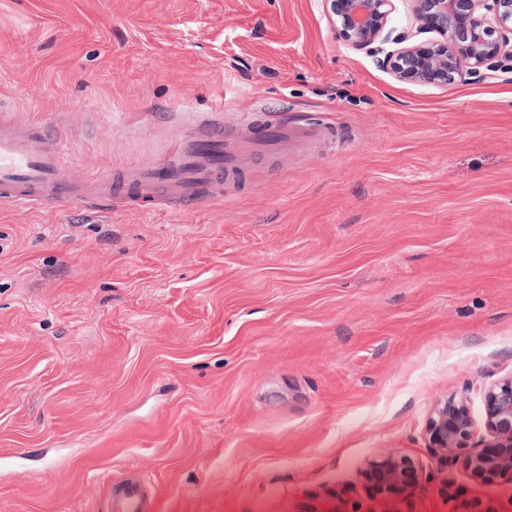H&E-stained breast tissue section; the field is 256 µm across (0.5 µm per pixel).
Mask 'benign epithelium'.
Returning <instances> with one entry per match:
<instances>
[{"mask_svg":"<svg viewBox=\"0 0 512 512\" xmlns=\"http://www.w3.org/2000/svg\"><path fill=\"white\" fill-rule=\"evenodd\" d=\"M336 35L355 49L377 41L393 43L377 64L404 82L446 86L484 71L512 70V0H412L416 33L434 32L437 40L408 43L411 34L388 28L393 0H328ZM486 426L493 440L468 453L471 475L491 482L512 475V378L483 390ZM427 432L431 447L444 460L467 447L471 421L463 402L453 397L434 407ZM372 497L400 512L398 506L422 479L409 457L388 454L369 461L363 471Z\"/></svg>","mask_w":512,"mask_h":512,"instance_id":"benign-epithelium-1","label":"benign epithelium"}]
</instances>
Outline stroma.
<instances>
[{"mask_svg":"<svg viewBox=\"0 0 512 512\" xmlns=\"http://www.w3.org/2000/svg\"><path fill=\"white\" fill-rule=\"evenodd\" d=\"M222 115L317 135L178 204L0 201V512H366L368 460L413 512L512 480L442 468L427 423L512 377V73L396 80L327 0H0V122L69 181H132ZM363 474L372 497L391 508L386 512H413L398 509L422 479V471L413 458L388 454L369 461ZM113 512H148L147 498L137 483L127 482L113 497Z\"/></svg>","mask_w":512,"mask_h":512,"instance_id":"35a3bbf8","label":"stroma"}]
</instances>
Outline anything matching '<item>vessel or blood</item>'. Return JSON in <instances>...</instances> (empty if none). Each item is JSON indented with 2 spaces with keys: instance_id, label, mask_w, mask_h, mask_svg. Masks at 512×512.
<instances>
[{
  "instance_id": "vessel-or-blood-1",
  "label": "vessel or blood",
  "mask_w": 512,
  "mask_h": 512,
  "mask_svg": "<svg viewBox=\"0 0 512 512\" xmlns=\"http://www.w3.org/2000/svg\"><path fill=\"white\" fill-rule=\"evenodd\" d=\"M309 129L283 123L263 126L249 143V150L272 152L308 137ZM242 149L224 139L218 121L203 126L195 141L173 159H166L141 172L132 183L134 193L177 204L191 198L197 187L219 180L224 170L237 167ZM63 150L34 128L20 130L0 125V199L31 207L56 201L91 203L111 196L112 186L100 182L82 190L61 174ZM114 512H148L147 498L137 483L127 482L113 498Z\"/></svg>"
}]
</instances>
